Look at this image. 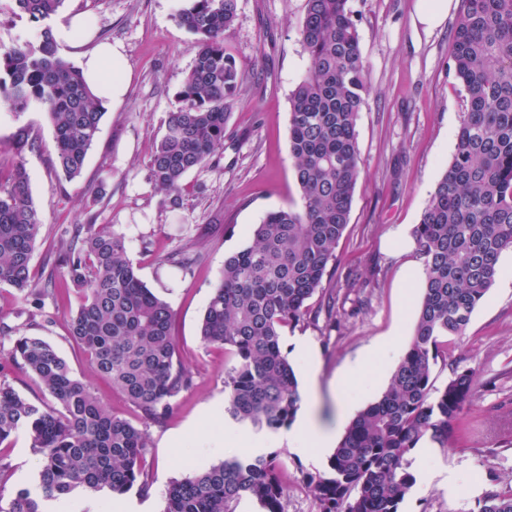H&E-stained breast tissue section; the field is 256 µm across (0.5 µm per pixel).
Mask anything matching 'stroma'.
<instances>
[{
    "mask_svg": "<svg viewBox=\"0 0 512 512\" xmlns=\"http://www.w3.org/2000/svg\"><path fill=\"white\" fill-rule=\"evenodd\" d=\"M350 5L371 86L357 120L362 179L336 247L335 270L309 302L315 310L335 298L336 318L285 328L281 338L302 408L312 409L326 427L335 426L340 403L358 412L382 395L410 342L424 286L410 234L453 157L465 108L464 91L448 67L456 13L428 30L417 19V0ZM177 6L178 0H64L61 13L95 17L100 38L119 47L128 73L120 100L105 107L79 178L70 181L56 172L54 130L45 112H0V178L8 179L16 159H23L43 220L31 263L33 286L43 287L48 261L65 246L66 229L106 225L123 236L144 282L171 307L178 358L194 386L176 398L164 423L144 427L151 512H163L172 481L226 456L225 449L210 447L208 437L211 408L225 399L229 357L223 347L202 341L200 322L225 259L251 243L266 213L299 201L288 139L289 95L307 69L297 35L306 0H237L226 46L240 62L250 63L259 53L264 62L248 73L223 148L213 163L186 176L180 204L170 205L149 178V160L168 113L180 105L176 93L193 62ZM40 31L15 0H0V46L38 42ZM21 127L36 138L37 149L19 151L14 134ZM185 250L199 256L188 271L173 261ZM499 265L501 273L464 336L449 341L432 372L440 388L453 370H474L477 383L464 411L467 434L434 449L400 512H476L486 492L512 483V250L502 253ZM77 305L72 284L61 276L38 304L0 285V327L11 329L0 339V382L28 399L43 398L41 386L10 358L14 337L37 335L57 349L106 410L137 420L135 408L91 369L72 341L69 317ZM302 340L311 344L313 359L297 352ZM356 363L364 365L363 376L344 383ZM175 432L180 441L168 446L165 438ZM265 437L262 453L279 451L283 462L284 512H317L306 478L326 471L327 459L278 446L276 432ZM0 459L12 468L8 491L36 489L39 460L26 433L0 444Z\"/></svg>",
    "mask_w": 512,
    "mask_h": 512,
    "instance_id": "1",
    "label": "stroma"
}]
</instances>
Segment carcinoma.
I'll use <instances>...</instances> for the list:
<instances>
[{"instance_id": "cac0c4a2", "label": "carcinoma", "mask_w": 512, "mask_h": 512, "mask_svg": "<svg viewBox=\"0 0 512 512\" xmlns=\"http://www.w3.org/2000/svg\"><path fill=\"white\" fill-rule=\"evenodd\" d=\"M42 25L41 41L0 48V105H40L54 126L55 166L78 177L104 116L79 69L58 54L46 22L64 0H15ZM298 35L307 71L289 96V144L300 193L296 207L268 212L248 246L224 260L201 324L209 345L230 356L224 370L228 413L257 430L277 431L300 408L298 382L282 351L284 328L310 318L336 245L349 224L361 178L358 113L367 105L368 66L350 0H306ZM237 0H183L176 19L192 36V66L150 162V179L175 204L185 176L224 146L232 108L247 80L225 41ZM467 107L452 160L413 230L424 293L409 346L382 396L349 423L328 470L307 478L318 512H399L417 482L408 456L426 438L448 447L466 432L464 405L475 375L455 372L433 389L432 367L448 337L461 336L500 275L512 248V0H461L449 41ZM42 220L29 176L17 162L0 183V285L34 295L31 261ZM69 279L79 295L69 332L95 372L139 412L163 422L173 400L193 386L177 358L172 310L140 278L121 234L76 224L49 279ZM12 361L52 398L29 400L0 383V444L24 431L39 458L38 494H4L10 466L0 463V512H44L42 503L75 493L122 496L151 486L141 462L149 442L130 420L104 409L58 351L40 336L13 340ZM288 485L279 453L226 459L173 481L163 512H234L242 498L284 512ZM477 512H512V485L487 493Z\"/></svg>"}]
</instances>
